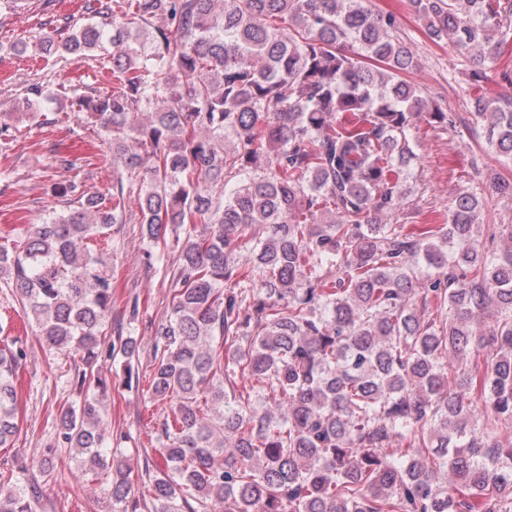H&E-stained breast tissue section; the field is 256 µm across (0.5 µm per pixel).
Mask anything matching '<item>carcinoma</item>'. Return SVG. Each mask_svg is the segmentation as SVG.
<instances>
[{
  "label": "carcinoma",
  "mask_w": 512,
  "mask_h": 512,
  "mask_svg": "<svg viewBox=\"0 0 512 512\" xmlns=\"http://www.w3.org/2000/svg\"><path fill=\"white\" fill-rule=\"evenodd\" d=\"M434 43H452L476 89L512 44V0H409ZM94 16L42 50L81 61L112 43L114 86L82 84L124 169L112 206L67 208L0 249V280L49 358H79L73 385L104 393L112 278L88 249L128 221L178 252L155 328L151 396L168 405L151 512H512V225L479 223L460 192L448 223L385 224L407 205L420 120L456 130L407 76L418 67L392 13L369 0H91ZM49 89H27L31 111ZM486 142L512 162V97L472 99ZM235 140L224 150L226 137ZM239 179L224 198V181ZM264 226L262 235L254 232ZM511 245L499 250L497 240ZM247 250L244 263L237 254ZM127 376L137 340L120 347ZM0 345V448L20 432ZM105 409L62 407L57 444L103 467ZM132 484L112 458L109 493ZM38 490L0 483V512Z\"/></svg>",
  "instance_id": "obj_1"
}]
</instances>
